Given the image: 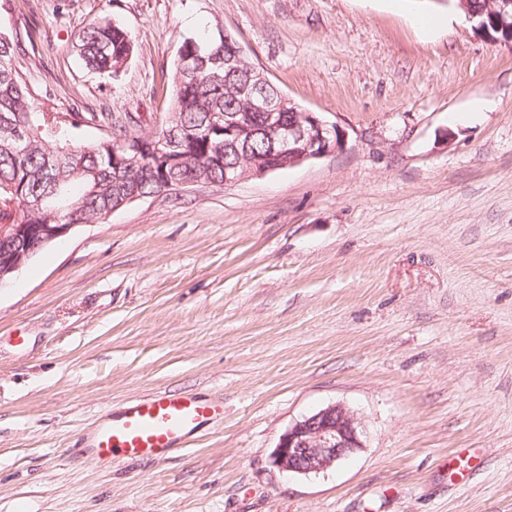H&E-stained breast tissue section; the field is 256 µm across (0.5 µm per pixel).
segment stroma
<instances>
[{
    "mask_svg": "<svg viewBox=\"0 0 512 512\" xmlns=\"http://www.w3.org/2000/svg\"><path fill=\"white\" fill-rule=\"evenodd\" d=\"M131 34L118 80L72 34ZM42 110L76 143L155 131L184 37L231 32L328 156L146 197L0 285V512H512V47L442 0H0ZM221 399L160 461L79 456L146 393ZM341 403L365 448L272 463Z\"/></svg>",
    "mask_w": 512,
    "mask_h": 512,
    "instance_id": "stroma-1",
    "label": "stroma"
}]
</instances>
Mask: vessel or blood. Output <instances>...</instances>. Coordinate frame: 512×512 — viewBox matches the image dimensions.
Wrapping results in <instances>:
<instances>
[{
	"label": "vessel or blood",
	"mask_w": 512,
	"mask_h": 512,
	"mask_svg": "<svg viewBox=\"0 0 512 512\" xmlns=\"http://www.w3.org/2000/svg\"><path fill=\"white\" fill-rule=\"evenodd\" d=\"M223 414V402L198 394H147L105 415L86 435L84 451L102 463L116 456L161 460L187 447L205 424Z\"/></svg>",
	"instance_id": "obj_1"
}]
</instances>
